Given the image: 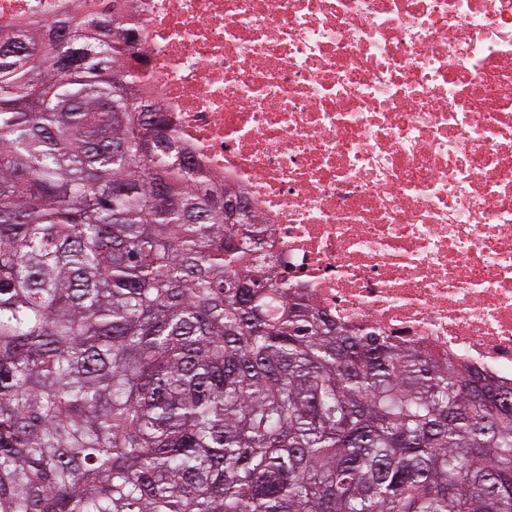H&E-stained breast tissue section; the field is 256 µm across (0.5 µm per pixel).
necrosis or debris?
Listing matches in <instances>:
<instances>
[{
  "instance_id": "1",
  "label": "necrosis or debris",
  "mask_w": 512,
  "mask_h": 512,
  "mask_svg": "<svg viewBox=\"0 0 512 512\" xmlns=\"http://www.w3.org/2000/svg\"><path fill=\"white\" fill-rule=\"evenodd\" d=\"M79 0H0V27ZM292 293L512 385V0H121Z\"/></svg>"
}]
</instances>
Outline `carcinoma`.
<instances>
[{
  "label": "carcinoma",
  "instance_id": "1",
  "mask_svg": "<svg viewBox=\"0 0 512 512\" xmlns=\"http://www.w3.org/2000/svg\"><path fill=\"white\" fill-rule=\"evenodd\" d=\"M0 31V512H512V387L288 293L117 18Z\"/></svg>",
  "mask_w": 512,
  "mask_h": 512
}]
</instances>
